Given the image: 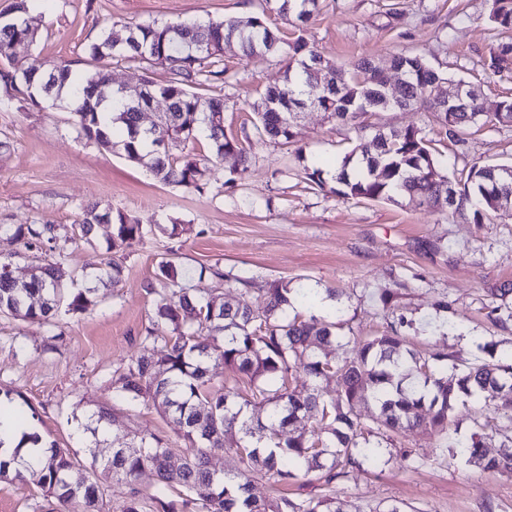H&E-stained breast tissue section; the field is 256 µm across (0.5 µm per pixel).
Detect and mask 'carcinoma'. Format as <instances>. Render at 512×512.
Here are the masks:
<instances>
[{"label": "carcinoma", "instance_id": "cac0c4a2", "mask_svg": "<svg viewBox=\"0 0 512 512\" xmlns=\"http://www.w3.org/2000/svg\"><path fill=\"white\" fill-rule=\"evenodd\" d=\"M32 0H16L10 12L0 14V81L9 99L29 106L66 109L83 136L99 147L120 149L134 163L144 164L161 182L203 193L206 164L230 154L247 164L242 140L227 135L224 126L208 116L224 113V45L235 42L246 57L280 55L286 59L282 84L270 86L253 104V128L261 139L290 146L294 113L304 102L314 105L336 122L363 131V114L380 111L385 92L383 70L364 77L372 62L360 60L353 71L325 59L302 39L288 43L262 16L248 24L226 16L202 23L149 22L125 24L106 18L96 38L84 48V57L61 61L51 67L40 58L19 63L15 45H32L37 29L28 18ZM279 14L306 22L319 10V0H267ZM489 19L512 31V0H491ZM128 32L120 43L116 28ZM113 60H137L152 69L162 67L170 77L164 84L149 78L150 92L169 99V111L158 117L154 131L140 126V112L149 98L133 89L110 93L108 65ZM390 66L403 75L392 91L390 110H428L426 87L456 78L434 68L419 54L394 56ZM512 67V42L491 56L493 71ZM346 80L336 83V76ZM503 117L483 116L478 104L465 112H441L445 135L462 141L465 131L479 121L502 123L512 118V99L500 101ZM205 134L210 154L194 153V143ZM374 152L360 156L353 148L341 159L330 191L342 198L392 201L394 195L415 196L420 205L435 207L449 183L432 140L414 127L374 133ZM439 173L435 182L427 179ZM456 195L453 213L471 216L476 224L503 215L496 201L512 195L504 188L497 166L472 164L465 177L452 182ZM82 237L91 241L98 232L112 241L115 254L103 262L97 279L117 285L124 265L119 252L140 242L145 227L139 218L123 211H101L96 205L81 207L78 223ZM25 250L46 253L60 239L53 224H0ZM8 260L0 259V314L50 323L61 306L83 312L97 303L96 289L70 291L61 264L46 258L31 266L28 279L13 278ZM302 288L270 283L262 310L254 311L243 294L233 300L211 296L197 288H180L156 302L157 323L165 335L150 327L142 338L143 351L128 358L115 371L117 390L112 409L99 408L90 416L92 437L111 426L110 411L117 404L142 403L173 420L178 439L184 442L180 463L172 464L173 441L151 431L131 430L112 456L98 463L88 448L91 475L68 448L54 445L26 467L42 488L47 512H101L102 482L120 481L129 493L120 512H344L336 501V483L366 466L376 469L383 458L407 460L412 451L393 445L394 437L418 431L446 433L457 426L458 402L469 399L476 407L477 431L457 447L469 452L468 462L485 471L512 477V448L496 454L484 449L482 431L490 427V412L512 411V347L501 353L497 344L482 347L490 359L454 363L451 372L436 373L423 354L412 348L403 316H391L385 329L364 338L343 359L326 349L340 339L341 319L327 321L314 314L289 315L288 294ZM191 316V322L185 317ZM163 342L160 351L155 345ZM224 368V381L213 382V370ZM309 381L303 391L294 383ZM336 380L339 394L324 398L320 383ZM374 403L379 409L376 426L369 425L361 407ZM13 397L0 398V417L9 414L27 424L24 413L12 408ZM237 435L234 447L225 446L228 435ZM221 451L230 468L212 469L210 458ZM305 473H316L327 493L305 500L286 495L258 496L259 480L286 484L298 477V463ZM151 470L156 482L144 493L135 485L138 475Z\"/></svg>", "mask_w": 512, "mask_h": 512}]
</instances>
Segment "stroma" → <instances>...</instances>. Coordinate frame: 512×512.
<instances>
[{"label": "stroma", "instance_id": "obj_1", "mask_svg": "<svg viewBox=\"0 0 512 512\" xmlns=\"http://www.w3.org/2000/svg\"><path fill=\"white\" fill-rule=\"evenodd\" d=\"M34 7L39 37L17 47L21 61L36 56L53 65L77 58L105 15L148 23L261 14L285 38H303L336 62L366 58L385 68L394 55L419 53L478 87L487 105L512 97V71L487 67L506 39L488 20L489 0H320L319 13L302 25L267 10L265 0H36ZM224 60V127L244 136L249 167L235 178L236 158L209 164L202 195L162 184L122 150L99 149L67 112L0 105V224L60 225L67 236L60 262L76 287H86L87 276L109 255L104 236L90 244L78 237L81 206H109L151 227L126 250L122 282L99 286L92 309L59 312L50 325L0 315V392L35 408L43 439L76 452L83 466L112 453L106 435L89 455L92 437L84 426L98 407L111 406L114 371L142 348L163 287L157 279L163 260L177 266L186 285L229 299L237 295L230 281L247 276L257 309L275 280L334 289L336 309L362 338L382 332L387 311L380 295L397 290L395 306L411 323L406 334L413 346L458 362L483 358L487 342H512V323L502 328L488 318L492 307L512 306V219L476 224L445 210L336 196L328 189L330 169L356 143H370V136L356 138L349 127L308 110L294 129V146L305 150L304 159H296L294 147L252 132L251 105L266 86L282 81L284 61L246 58L235 46ZM371 122L422 128L447 158L452 179L476 162H512L510 126L480 123L456 143L432 112H377ZM308 166L325 171L326 188L307 182ZM171 224L182 226L179 236L162 234ZM213 267L224 280L211 277ZM443 299L448 307L441 310ZM472 417L463 407L458 429L448 435L396 437L412 460L351 473L337 483V499L363 512L392 504L402 512H512V477L482 471L463 449L446 447L470 436ZM47 508L36 481L0 479V512Z\"/></svg>", "mask_w": 512, "mask_h": 512}]
</instances>
